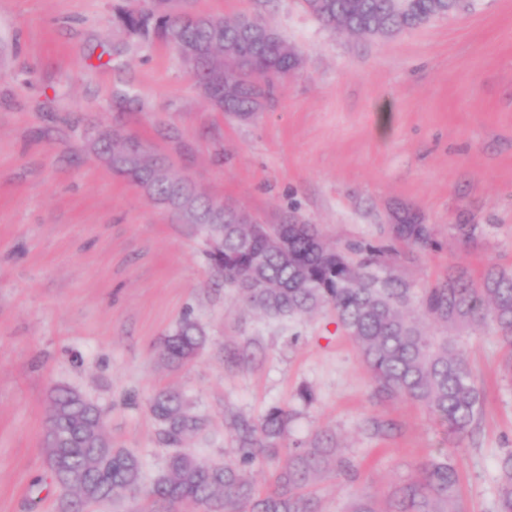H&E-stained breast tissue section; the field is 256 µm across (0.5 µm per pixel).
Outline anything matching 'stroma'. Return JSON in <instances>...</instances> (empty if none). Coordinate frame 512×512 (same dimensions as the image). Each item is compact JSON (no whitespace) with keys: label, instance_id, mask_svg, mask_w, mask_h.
<instances>
[{"label":"stroma","instance_id":"35a3bbf8","mask_svg":"<svg viewBox=\"0 0 512 512\" xmlns=\"http://www.w3.org/2000/svg\"><path fill=\"white\" fill-rule=\"evenodd\" d=\"M125 4L0 0V512H59L42 445L58 385L100 408L148 483L169 454L150 404L174 391L207 421L184 442L206 464L237 458L226 417L288 410L257 493L289 453L318 446L355 467L348 478L333 462L308 482L318 512L366 497L386 512L419 462L447 454L465 512H497L512 377L493 323L430 327L451 336L480 392L478 429L458 441L423 405L376 396L330 309L273 318L239 300L200 228L82 135L134 136L214 201L270 224L292 211L337 248L381 250L417 295L451 269L512 272V0H459L386 39L324 26L301 0H195L228 20L264 18L303 60L247 121L213 109L173 48L129 35L116 18ZM400 207L436 248L392 239ZM186 317L206 343L173 369L158 347Z\"/></svg>","mask_w":512,"mask_h":512}]
</instances>
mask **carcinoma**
I'll list each match as a JSON object with an SVG mask.
<instances>
[{"mask_svg": "<svg viewBox=\"0 0 512 512\" xmlns=\"http://www.w3.org/2000/svg\"><path fill=\"white\" fill-rule=\"evenodd\" d=\"M455 0H303L307 12L326 26L354 35L387 37L454 9ZM184 2L166 0L151 10L136 5L119 13L128 34L169 43L179 38L198 46L196 87L208 101L219 98L222 111L251 116L276 87L301 65L300 56L278 32L242 20L208 15L194 26H182ZM193 195L182 213L193 222L209 217L216 202L203 200L187 180L164 178L153 183L150 199L164 204L179 192ZM412 216L395 212L397 240L423 248L435 246L426 224H400ZM212 266L239 298L271 317H298L329 306L336 322L357 342L379 396H402L425 405L448 433L462 438L476 424L479 391L462 356L408 318L409 288L394 278L373 273L376 262H355L347 252L327 243L315 224H210L206 230ZM423 316L444 326L479 325L491 320L511 351L504 370L512 374V273L489 269L479 283L464 274L450 275L425 290ZM206 337L191 319L166 337L160 350L164 363L179 367L190 361ZM45 448L54 482L66 492L62 512H86L92 504L140 495L145 512H178L191 503L201 512H316L304 492L320 463L318 451L288 455V461L261 499L255 498L251 470L279 454L277 440L288 424V411L270 408L261 421L234 416L237 462L200 463L182 443L201 432L204 420L171 392L151 404L158 421V440L173 448L164 470L142 487L138 457L114 448L100 409L82 393L58 386L50 392ZM502 483L497 512H512V453L501 462ZM390 512H462L459 474L448 456H432L418 466L417 478L398 487Z\"/></svg>", "mask_w": 512, "mask_h": 512, "instance_id": "carcinoma-1", "label": "carcinoma"}]
</instances>
